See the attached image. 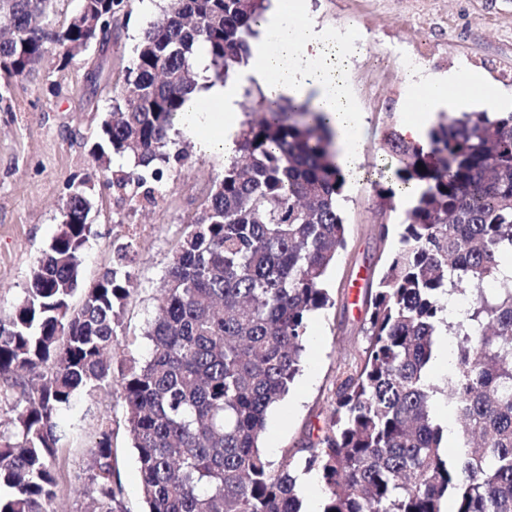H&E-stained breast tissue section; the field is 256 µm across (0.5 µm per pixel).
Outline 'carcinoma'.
I'll use <instances>...</instances> for the list:
<instances>
[{
    "mask_svg": "<svg viewBox=\"0 0 512 512\" xmlns=\"http://www.w3.org/2000/svg\"><path fill=\"white\" fill-rule=\"evenodd\" d=\"M53 0H0V77L32 70L59 45L75 55L88 34L47 22ZM265 0H166L139 39L93 154L133 161L105 175L120 199L152 198L170 164L174 121L197 87L207 49L216 81L248 54ZM93 41L112 36L109 0H81ZM394 178L378 206L409 192L413 205L376 287L368 346L336 383L328 423L307 456L274 465L260 441L268 411L299 373L310 316L330 297L324 277L346 246L345 177L322 112L264 97L237 135L198 217L186 225L121 398L148 512H302L297 469L322 481V512H512V113L463 112L423 146L391 134ZM87 180L76 175L62 221L32 267L23 297L0 313V386L11 435L0 432V512H51L57 498L61 411L112 384V350L129 296V246L77 293L93 225ZM468 294L445 318V294ZM453 370L428 380L438 336ZM444 399L456 451L433 401ZM79 490L92 512H124L112 420L100 419Z\"/></svg>",
    "mask_w": 512,
    "mask_h": 512,
    "instance_id": "obj_1",
    "label": "carcinoma"
}]
</instances>
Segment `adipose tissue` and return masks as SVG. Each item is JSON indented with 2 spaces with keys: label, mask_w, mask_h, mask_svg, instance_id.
<instances>
[{
  "label": "adipose tissue",
  "mask_w": 512,
  "mask_h": 512,
  "mask_svg": "<svg viewBox=\"0 0 512 512\" xmlns=\"http://www.w3.org/2000/svg\"><path fill=\"white\" fill-rule=\"evenodd\" d=\"M268 26L280 44L270 52L265 41L251 42V59L234 79L212 85L190 96L181 123L192 130L209 131L205 143L232 153L243 88L254 86L269 97L312 96L325 112L337 136V162L348 179L360 173L358 133L364 116L356 112L338 72L335 58H350L345 37L318 27L310 16V0H285L271 15ZM493 89L479 76L450 72L422 78L410 97L411 110L401 124L402 138L423 142L438 112L473 102L495 101Z\"/></svg>",
  "instance_id": "adipose-tissue-1"
}]
</instances>
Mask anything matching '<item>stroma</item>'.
<instances>
[{"label": "stroma", "mask_w": 512, "mask_h": 512, "mask_svg": "<svg viewBox=\"0 0 512 512\" xmlns=\"http://www.w3.org/2000/svg\"><path fill=\"white\" fill-rule=\"evenodd\" d=\"M162 4L121 0L107 50L93 46L64 64L62 48L55 47L33 71L0 80V310L22 297L32 266L61 222L71 179L90 175L95 235L84 252L81 287L92 285L111 266L114 245L134 244L123 330L112 352L116 375L130 358L148 355L144 330L155 314L171 254L229 160L221 149L201 148L202 132L178 124L171 136L184 158L155 184L152 201L120 202L99 186L91 147L110 111L112 91L122 86L140 36L159 17ZM311 11L319 25L349 34L355 43L356 55L344 76L365 114L362 173L345 188L340 203L346 247L324 279L331 304L309 319L308 332L317 343L307 346L288 394L268 413L262 447L275 462L305 455L328 418L338 378L368 345L365 291L356 282L377 280L408 209L399 199L394 210L380 212L374 185L391 177L397 166L388 139L410 110V53L427 45L420 63L426 72L461 68L481 75L496 91L512 93V0H311ZM384 224L390 227L385 237L380 234ZM106 413L112 416L124 510L144 512L122 401L104 390L82 396L60 416L68 439L56 461V512H85L87 501L78 490L89 467L87 450Z\"/></svg>", "instance_id": "1"}]
</instances>
